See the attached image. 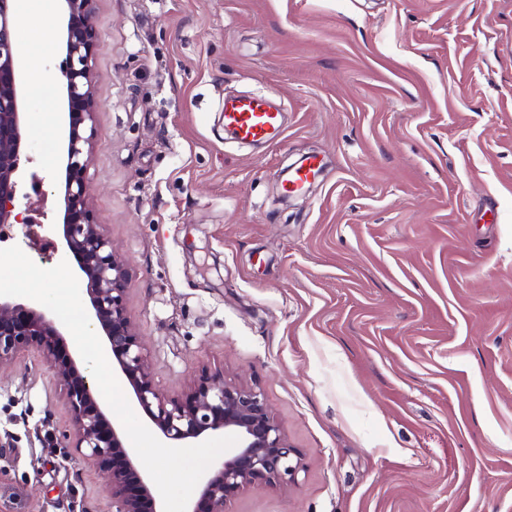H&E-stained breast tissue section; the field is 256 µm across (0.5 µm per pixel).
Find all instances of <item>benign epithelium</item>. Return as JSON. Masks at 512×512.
<instances>
[{
  "instance_id": "benign-epithelium-1",
  "label": "benign epithelium",
  "mask_w": 512,
  "mask_h": 512,
  "mask_svg": "<svg viewBox=\"0 0 512 512\" xmlns=\"http://www.w3.org/2000/svg\"><path fill=\"white\" fill-rule=\"evenodd\" d=\"M10 2L0 0V227L29 223V217L15 212L27 112ZM61 2L66 16L61 128L66 179L63 222L53 232L62 249L77 257L76 278L85 285L91 317L113 355L112 370L127 380L153 429L173 447L199 443L219 432L238 437L237 452L204 473L200 500L188 510L224 512V505L250 485L296 482L302 459L254 387L228 380L222 372L202 373L177 395H162L154 387L149 360L126 312L124 263L87 210L84 173L97 112L91 66L95 0ZM66 344L63 328L42 304L0 296V370L24 352H40L64 386L73 422L72 448L107 475L112 512H163L152 479L137 467L135 451L124 446L123 432L107 417L101 393L79 367V352L62 351Z\"/></svg>"
}]
</instances>
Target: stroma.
<instances>
[{
    "instance_id": "1",
    "label": "stroma",
    "mask_w": 512,
    "mask_h": 512,
    "mask_svg": "<svg viewBox=\"0 0 512 512\" xmlns=\"http://www.w3.org/2000/svg\"><path fill=\"white\" fill-rule=\"evenodd\" d=\"M60 7L28 45L39 267L59 219ZM94 223L156 389L257 387L304 464L225 512H512V0H96ZM281 105L272 141L228 95ZM321 158L308 191L289 166ZM36 351L0 370V512H112ZM282 112L261 96L224 98V129L244 143L266 142L282 125Z\"/></svg>"
}]
</instances>
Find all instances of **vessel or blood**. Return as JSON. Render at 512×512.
Returning a JSON list of instances; mask_svg holds the SVG:
<instances>
[{
  "label": "vessel or blood",
  "instance_id": "vessel-or-blood-1",
  "mask_svg": "<svg viewBox=\"0 0 512 512\" xmlns=\"http://www.w3.org/2000/svg\"><path fill=\"white\" fill-rule=\"evenodd\" d=\"M282 125L280 109L261 96H233L224 100V128L244 143L268 141ZM318 157L303 159L288 175L285 189L290 193L304 191L321 174Z\"/></svg>",
  "mask_w": 512,
  "mask_h": 512
}]
</instances>
